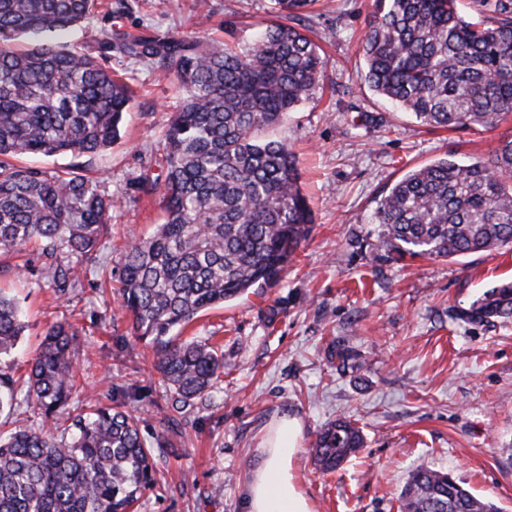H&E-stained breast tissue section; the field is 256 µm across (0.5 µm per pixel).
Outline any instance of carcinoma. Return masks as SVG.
Here are the masks:
<instances>
[{
    "mask_svg": "<svg viewBox=\"0 0 512 512\" xmlns=\"http://www.w3.org/2000/svg\"><path fill=\"white\" fill-rule=\"evenodd\" d=\"M315 0H274L276 18L253 40L203 43L190 35L155 40L107 36L126 55L154 61L183 92L160 141L165 178L143 175L162 222L122 257L121 306L131 331L152 345L154 368L183 403L224 373L206 341L174 334L194 317L276 285L310 232L313 216L288 144L268 130L320 89L325 61L303 32ZM374 0L359 42L368 87L421 123L444 129L496 128L512 113V0ZM101 0H0V255L29 247L61 296L90 272L117 199L100 176L76 165L43 170L27 155L79 157L121 138L134 100L130 86L96 57L59 37L91 19ZM377 249L392 261L455 258L512 244V135L468 164L443 158L413 169L374 211ZM456 316L512 317V281L484 291ZM26 324L15 297L0 292V357ZM70 325L47 328L28 363L27 390L0 376V411L38 416L0 435V512H133L158 476L153 449L112 395L72 418L77 391ZM363 446L347 420L325 425L311 452L332 472ZM400 512H497L447 472L416 469Z\"/></svg>",
    "mask_w": 512,
    "mask_h": 512,
    "instance_id": "1",
    "label": "carcinoma"
}]
</instances>
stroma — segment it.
I'll return each instance as SVG.
<instances>
[{"instance_id":"obj_1","label":"stroma","mask_w":512,"mask_h":512,"mask_svg":"<svg viewBox=\"0 0 512 512\" xmlns=\"http://www.w3.org/2000/svg\"><path fill=\"white\" fill-rule=\"evenodd\" d=\"M67 41L101 55L106 33L249 41L272 20V0H111ZM374 0H315L309 36L323 49L322 90L305 101L271 138L296 152L314 224L281 281L254 288L199 314L182 338L209 340L224 355V372L193 405L176 403L152 369V350L131 332L117 294L125 247L150 233L158 197L136 187L144 173L163 171L159 135L182 93L144 59L102 57L135 91L120 141L80 159L28 158L51 169L80 162L105 180L120 202L102 241L107 287L61 296L31 256L25 278L0 257V289L15 296L28 329L0 371L23 383L41 334L56 322L73 325L79 345V396L74 410L109 403L113 388L132 390L127 410L145 438L164 426L170 441L155 449L158 483L135 512H245V485L258 445L273 420L303 424L294 461L314 512H400L411 472L444 470L499 512H512V320L456 319L483 291L512 278V246L457 259L387 262L376 256L380 227L370 221L382 195L408 171L447 157H487L512 135V116L497 128L443 130L420 123L376 96L361 80L358 42ZM358 360L337 364L336 344ZM345 418L365 442L338 470H318L310 443L326 424Z\"/></svg>"}]
</instances>
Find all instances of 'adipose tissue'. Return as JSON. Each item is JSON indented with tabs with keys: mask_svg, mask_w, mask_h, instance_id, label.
I'll list each match as a JSON object with an SVG mask.
<instances>
[{
	"mask_svg": "<svg viewBox=\"0 0 512 512\" xmlns=\"http://www.w3.org/2000/svg\"><path fill=\"white\" fill-rule=\"evenodd\" d=\"M302 431L300 419L289 415L271 425L259 448L260 463L246 486V512H312L292 472Z\"/></svg>",
	"mask_w": 512,
	"mask_h": 512,
	"instance_id": "ef3b65f1",
	"label": "adipose tissue"
}]
</instances>
